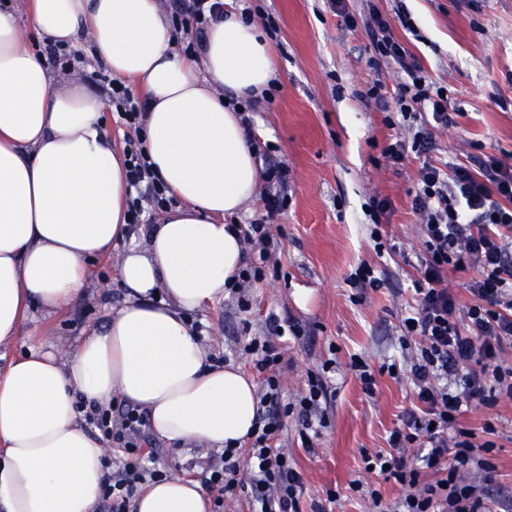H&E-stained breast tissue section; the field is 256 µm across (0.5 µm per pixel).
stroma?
<instances>
[{
  "mask_svg": "<svg viewBox=\"0 0 512 512\" xmlns=\"http://www.w3.org/2000/svg\"><path fill=\"white\" fill-rule=\"evenodd\" d=\"M417 34L395 27L394 33L438 82L447 85L456 109L453 125L438 137L433 157L466 162L474 144L512 164V0H404ZM250 6L253 15H270L278 34L271 42L277 78L269 99L251 114L257 153L274 146V159L288 167L289 201L272 223L280 248L277 276L250 283V312H241L235 296L195 312L204 342L217 359L252 373L239 341L243 334H263L268 315L305 325L310 338L292 343L285 354L283 383L287 396L305 386L308 371L335 356L334 393L326 410V427L315 439L314 453L300 443L295 418H286L282 444L297 463L305 483L302 508L327 504L330 512H370L369 498L354 491L353 481L373 482L384 504L402 495L394 480H370L362 450H383L414 401L406 380L383 374L374 394H366L350 372L351 356L372 367L403 363L401 321L412 302L408 286L421 251L410 191L417 185L420 162L412 158L389 166L381 149L394 130L374 101L361 96L371 79V54L364 29H347L327 0H232L233 9ZM388 198V236L393 252L376 254L368 238L364 213L369 198ZM383 270L390 285L367 291L356 302L348 277L361 262ZM117 264L96 262L84 301L56 318L45 339L58 349L99 324L106 310L119 306ZM494 420L498 433L492 453L490 499H512V402L466 413V427L480 429ZM153 453L167 475L200 478L216 449L175 448L141 426L133 438ZM335 491L327 502V491Z\"/></svg>",
  "mask_w": 512,
  "mask_h": 512,
  "instance_id": "stroma-1",
  "label": "stroma"
}]
</instances>
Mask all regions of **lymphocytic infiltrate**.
I'll use <instances>...</instances> for the list:
<instances>
[{
  "label": "lymphocytic infiltrate",
  "mask_w": 512,
  "mask_h": 512,
  "mask_svg": "<svg viewBox=\"0 0 512 512\" xmlns=\"http://www.w3.org/2000/svg\"><path fill=\"white\" fill-rule=\"evenodd\" d=\"M174 34L188 36L187 51H195L211 21L224 13L222 0H170ZM333 9L345 27H364L373 47L367 66L379 70L397 66L405 75L394 96H387L382 80L368 83L363 96L388 117L387 125L402 134L387 144L382 155L399 165L415 154L423 159L411 209L419 219L422 252L412 280L413 303L402 321L401 340L410 354L403 366L388 364L391 377L406 378L415 401L402 423L388 437V452L362 450L367 473L394 479L408 489L404 498L387 506L378 490L367 494L376 512H491L484 486L494 467L489 461L497 429L485 421L481 431L463 427L462 413L495 407L512 399V164L494 155L472 157L469 163L438 166L430 158L438 148L437 135L452 122L448 88L433 81L393 32L415 26L403 5L393 15L369 5L363 15L349 11L341 0ZM108 100L130 134L124 147L127 179L135 190L128 212L139 223L145 205L162 210L171 205L166 188L151 173V164L138 138L139 117L146 103L121 82L99 74ZM262 212L239 225L245 244L258 250V262L248 263L235 276L242 287L265 276V262L279 248L271 219L288 203V168L267 163ZM472 272L470 304L460 305L448 281L449 272ZM300 323L271 322L269 334L248 337L243 351L251 358L260 383L259 421L246 450L225 448L209 464L205 483L224 497H244L253 512H302L305 490L294 459L278 441L284 417L296 416L304 450L314 453V437L325 424L331 392L322 373L309 374L307 388L285 400L280 381L281 336L298 340ZM122 470L108 475L103 495L105 512H129L138 488L160 477L151 454L133 447Z\"/></svg>",
  "instance_id": "f902f5d3"
}]
</instances>
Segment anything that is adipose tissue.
<instances>
[{
    "label": "adipose tissue",
    "mask_w": 512,
    "mask_h": 512,
    "mask_svg": "<svg viewBox=\"0 0 512 512\" xmlns=\"http://www.w3.org/2000/svg\"><path fill=\"white\" fill-rule=\"evenodd\" d=\"M27 27L0 10V512H97L104 446L77 396L144 411L168 444L245 440L253 380L210 356L190 313L223 302L244 260L228 219L258 192L245 128L228 102L262 96L274 77L256 24L228 14L200 55L175 49L160 0H24ZM147 101L142 139L177 204L159 223L128 222L123 156L102 123L105 101L58 82L34 42L74 44ZM116 257L122 305L75 339L67 365L24 335L87 293L94 262ZM189 477L145 484L131 512H210Z\"/></svg>",
    "instance_id": "1"
}]
</instances>
